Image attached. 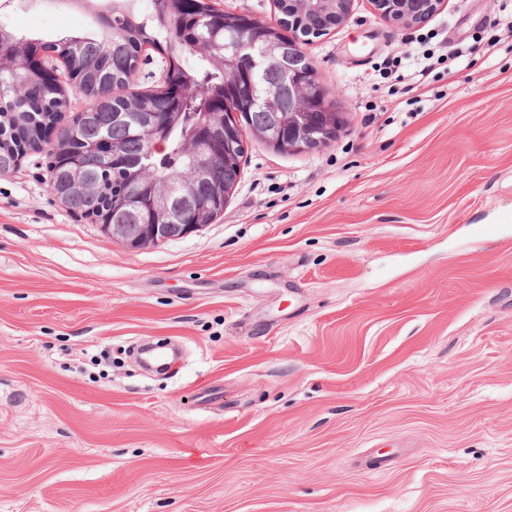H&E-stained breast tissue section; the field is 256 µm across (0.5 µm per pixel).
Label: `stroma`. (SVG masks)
I'll use <instances>...</instances> for the list:
<instances>
[{"instance_id":"1","label":"stroma","mask_w":512,"mask_h":512,"mask_svg":"<svg viewBox=\"0 0 512 512\" xmlns=\"http://www.w3.org/2000/svg\"><path fill=\"white\" fill-rule=\"evenodd\" d=\"M494 14L512 0L399 28L355 0L301 44L335 136L287 152L245 133L223 212L180 239L112 240L53 194L48 151L0 175V512H512V36ZM0 26L95 22L0 0ZM421 37L438 61L407 93L383 68L412 71ZM170 339L182 359L143 371L139 345Z\"/></svg>"}]
</instances>
